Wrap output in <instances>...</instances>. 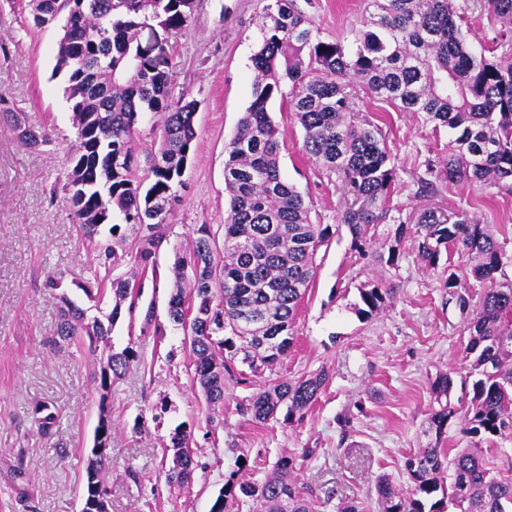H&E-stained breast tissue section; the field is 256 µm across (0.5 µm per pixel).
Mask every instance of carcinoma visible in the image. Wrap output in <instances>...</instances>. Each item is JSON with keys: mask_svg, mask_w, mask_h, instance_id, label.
I'll use <instances>...</instances> for the list:
<instances>
[{"mask_svg": "<svg viewBox=\"0 0 512 512\" xmlns=\"http://www.w3.org/2000/svg\"><path fill=\"white\" fill-rule=\"evenodd\" d=\"M259 21L261 42L252 57L253 100L226 144L224 185L229 208L224 224V252L213 245L208 224L196 229L188 254L174 263L176 285L167 303L169 323L193 336L188 346L193 380L206 400L208 421L224 413V384L237 377H261L288 353L295 342L298 308L315 276L319 249L339 227L311 217V202L281 175L285 145L278 136L268 102L280 97L305 132L303 154L309 162L336 175L351 202L340 217L351 246L363 253L371 226L390 216V200L398 173L378 125L359 116L357 89L398 106L403 112L426 114L451 133L440 181L449 185L497 184L512 181V0H366V16L351 31L356 46L346 51L336 41L316 38L310 17L294 0H265ZM194 0H39L35 26L61 23L55 71L65 73L66 100L77 131L69 155L66 189L85 243L88 278L77 279L97 314L62 292L64 276L50 272L45 287L60 291L55 346L65 350L88 343L96 354L110 342L112 328L127 306L139 308L143 280L157 284V266L149 260L164 236L175 199L174 187L195 150L196 102L173 100L170 39L186 29ZM505 26L500 38L477 55L462 26L467 10ZM154 30L156 46L143 48L142 30ZM290 91H284L286 82ZM158 116L160 147L150 156L145 180L134 177L136 126L141 114ZM18 142L38 149L50 143L44 132L29 128L12 114ZM119 212L135 232L131 247L139 266L135 281L113 276L121 261L117 249L126 236L112 223ZM110 225L111 239L100 238ZM416 235L418 250L430 266L438 264L441 247H450L471 266L482 285L478 305L455 291L448 277V302L466 320V355L472 357V396L454 399L450 374L435 378L436 403L427 419V445L407 458L412 489L398 492L384 478L377 485L383 512H506L512 505V482L489 476L476 451L449 456L441 443L449 422L460 416L474 435H512V282H500L501 249L483 224L453 221L433 209L418 213L413 225L399 222L395 242ZM387 292L377 285L360 289L361 316L381 308ZM112 298V310L101 303ZM143 350L128 344L96 359L94 381L99 392L94 444L110 448L112 386L123 379ZM320 369L297 378L269 379L237 405L247 420L267 425L303 419L327 383ZM283 418H278V414ZM34 414L40 431L51 433L55 415L43 403ZM191 432L177 427L166 451L169 484L184 486L198 466ZM108 458L90 452L80 493V512H92L106 501ZM452 471V481L441 474ZM250 499L267 512H313L297 488L296 465L280 458L272 478L258 484L233 478L220 491L211 512H226L228 502Z\"/></svg>", "mask_w": 512, "mask_h": 512, "instance_id": "obj_1", "label": "carcinoma"}]
</instances>
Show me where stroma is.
<instances>
[{
	"mask_svg": "<svg viewBox=\"0 0 512 512\" xmlns=\"http://www.w3.org/2000/svg\"><path fill=\"white\" fill-rule=\"evenodd\" d=\"M295 3L324 41L350 42L365 13L363 0ZM262 7V0H194L189 27L177 39L171 93L197 101L198 138L153 257L159 284L145 286L141 298L154 303L166 334L155 338L144 331L142 317L125 314L112 331L115 349L137 343L144 360L112 388L109 512H210L231 475L263 482L285 455L295 458L298 488L317 512H340L350 501L362 503L364 512H382L380 478L404 492L412 486L404 463L428 441L432 381L452 370L467 373L468 334L445 282L454 278L457 292L478 295L468 267L445 254L438 265H427L414 238L394 242L391 223L371 228V248L396 244V263L363 259L340 227L316 256V276L294 325L295 344L274 371L283 379L327 369L330 381L319 400L301 422L256 425L236 412L252 385L230 380L223 419L207 421L183 333L167 325L171 268L189 251L198 225L224 222V144L253 99L251 57L259 46ZM59 35V26L34 25L30 0H0V113H18L51 138L41 150L25 149L0 120V512H79L98 416L93 357L84 347L52 346L59 300L43 286L50 271L71 279L87 274L62 189L76 130L65 78L54 73ZM358 107L385 134L399 170L392 199L397 217L409 222L419 208L433 207L486 225L503 248L501 272L512 280V191L442 185L436 193L421 192L418 178L448 152L447 129L365 95ZM267 109L287 146L283 178L310 199L322 223L338 224L345 206L338 181L303 157L304 131L286 104L276 97ZM369 282L388 296L365 318L356 309L359 290ZM44 402L58 415L49 438L33 417L34 406ZM180 425L192 432L198 462L186 487L168 485L164 476V447ZM444 445L478 449L491 476L512 481V436L482 440L455 420ZM131 469L141 483L128 479Z\"/></svg>",
	"mask_w": 512,
	"mask_h": 512,
	"instance_id": "obj_1",
	"label": "stroma"
}]
</instances>
